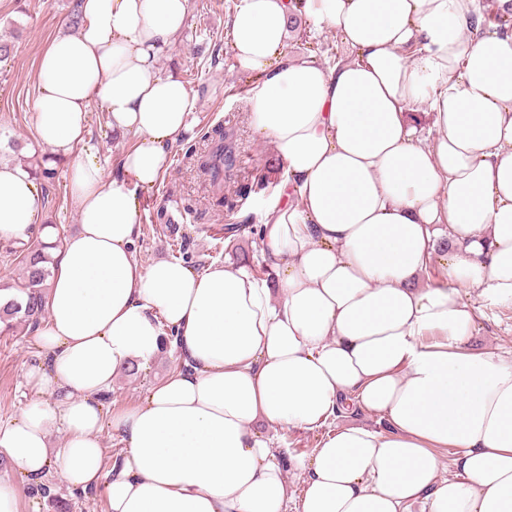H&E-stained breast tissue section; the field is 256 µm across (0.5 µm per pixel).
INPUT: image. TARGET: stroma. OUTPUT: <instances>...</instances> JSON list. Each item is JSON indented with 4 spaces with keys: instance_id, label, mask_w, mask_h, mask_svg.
<instances>
[{
    "instance_id": "stroma-1",
    "label": "stroma",
    "mask_w": 512,
    "mask_h": 512,
    "mask_svg": "<svg viewBox=\"0 0 512 512\" xmlns=\"http://www.w3.org/2000/svg\"><path fill=\"white\" fill-rule=\"evenodd\" d=\"M67 0H0V39L11 46L0 60V162L51 164L35 129L34 102L39 59L46 45L62 31L73 32ZM224 0H192L186 24L176 39L174 53L181 60L177 74L196 97L191 127L198 140L194 153L172 147V163L161 183L143 194L139 208V235L135 251L141 264L158 258H176L200 270L214 262H238L253 254L257 236L239 237V250L224 238L225 224L251 217L261 226L263 201L275 198L283 169L270 140L254 129L249 119V96L257 83L255 74L235 64L226 22ZM223 126L237 155L233 182L214 187L200 167L210 146L202 135ZM54 165V164H51ZM54 178H40L41 203L38 226L72 233L78 214L70 201L67 165L57 164ZM232 197L236 211L222 212L219 196ZM471 345L484 350L512 346V305L481 306ZM37 335L20 326L10 336L0 335V421L15 416L32 400L26 373L38 360ZM176 353L166 351L149 367L130 376L119 374L113 382L111 404L135 402L146 388L176 367ZM324 429L298 432L277 428L273 436L282 448L284 468L293 493L302 490L299 460L313 455Z\"/></svg>"
}]
</instances>
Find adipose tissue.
Instances as JSON below:
<instances>
[{"mask_svg":"<svg viewBox=\"0 0 512 512\" xmlns=\"http://www.w3.org/2000/svg\"><path fill=\"white\" fill-rule=\"evenodd\" d=\"M289 2L239 0L227 20L284 169L256 250L266 278L134 253L138 194L191 128L190 89L160 68L190 0H82L77 32L45 48L36 133L71 163L79 224L55 253L34 399L0 422L36 500L55 464L108 512H512V347L470 349L465 298L512 303V31L491 20L512 0H305L346 51L330 67L289 53ZM94 105L135 140L112 176ZM39 205L34 173L0 164V240L26 239ZM171 328L180 365L107 407ZM106 426L123 443L107 475ZM275 426L326 431L300 496Z\"/></svg>","mask_w":512,"mask_h":512,"instance_id":"obj_1","label":"adipose tissue"}]
</instances>
